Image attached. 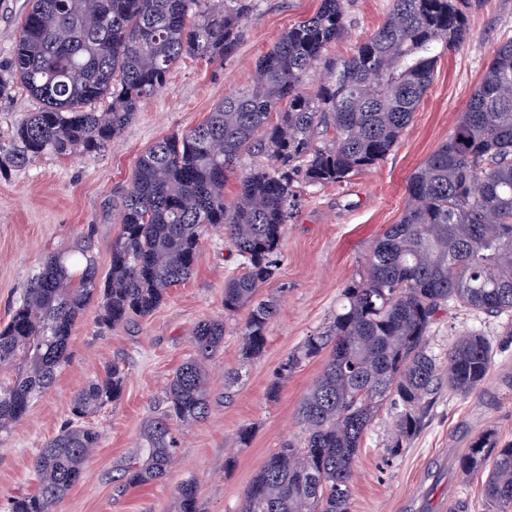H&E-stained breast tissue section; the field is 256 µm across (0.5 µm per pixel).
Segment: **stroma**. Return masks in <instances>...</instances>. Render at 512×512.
<instances>
[{
	"label": "stroma",
	"instance_id": "1",
	"mask_svg": "<svg viewBox=\"0 0 512 512\" xmlns=\"http://www.w3.org/2000/svg\"><path fill=\"white\" fill-rule=\"evenodd\" d=\"M320 0H258L237 50L224 61L192 57L170 71L166 91L141 102L134 119L95 156H43L22 167L0 168V323L34 269L51 252H66L93 231L100 273L111 263L119 204L139 155L156 141L203 123L225 94L247 87L258 59L289 28L314 15ZM347 31L328 57H345L384 22L391 0H344ZM471 36L438 59L433 81L394 149L375 166L336 185L302 188L278 253L274 280L261 298L279 299L280 314L264 351L249 362L239 352L247 314L225 322L224 345L209 364L207 420L184 431L176 459L157 482L117 492L116 467L136 452L145 419L160 407L164 387L193 355V329L224 313V282L242 271L241 259L222 230L209 231L191 277L171 288L161 306L136 325L99 333L97 303H90L70 336L68 358L52 387L16 422L0 444V503L34 491L39 448L70 417L74 393L103 375L107 363L127 373L120 399L91 418L103 441L60 512H172L173 492L194 480L206 512H238L243 495L270 455L286 440L300 441L297 411L326 361L318 355L282 381L270 384L282 361L310 334L327 326L342 291L360 270L388 225L398 223L415 169L453 129L496 52L512 40V0H484L469 14ZM476 331L492 345L486 382L473 394L440 389L417 436L389 458L395 411L383 406L354 461L350 512H486L483 478L462 476L458 460L472 440L493 430L512 442V313L486 314L443 305L429 329L430 349L447 364L462 333ZM240 372L233 386L224 375ZM247 442H240V434Z\"/></svg>",
	"mask_w": 512,
	"mask_h": 512
}]
</instances>
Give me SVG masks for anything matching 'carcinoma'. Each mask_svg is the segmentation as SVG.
<instances>
[{
	"label": "carcinoma",
	"instance_id": "obj_1",
	"mask_svg": "<svg viewBox=\"0 0 512 512\" xmlns=\"http://www.w3.org/2000/svg\"><path fill=\"white\" fill-rule=\"evenodd\" d=\"M480 2L392 0L371 38L328 62L327 48L346 31L345 11L343 0H321L258 61L249 87L224 96L203 124L148 147L119 207L106 276L85 245L51 253L0 326V370L21 365L15 380L0 381V442L53 385L87 304L99 301L102 332L151 315L192 275L210 229H224L243 259L244 272L224 283V315L249 310L241 358L260 355L280 305L257 293L275 274L297 189L341 183L394 148L440 54L470 36L467 13ZM256 8L257 0H28L0 68V99L20 89L41 108L18 126L8 149L0 146V164L106 151L140 103L167 87L181 59L233 54ZM322 62L326 75L305 91ZM104 99L106 111L92 109ZM252 150L267 164L237 174ZM231 176L239 186L228 200ZM447 302L512 312V40L498 47L448 139L411 175L399 223L385 229L364 274L344 287L333 320L280 364L273 395L302 363L329 350L298 411L303 441L287 440L271 455L239 512H349L353 463L384 402L398 409L390 447L396 457L420 431L439 381L458 394L479 389L492 358L482 334L456 339L445 371L430 350L428 330ZM224 329L222 318L195 327V356L176 369L165 406L142 426L136 455L119 468L123 487L161 479L181 445L179 428L206 420L207 363ZM125 381L114 362L76 391L68 423L35 457L37 490L13 495L3 512H59L102 444L86 418L115 403ZM458 467L463 475L485 474L490 512H512V443L483 432ZM173 512H202L194 482L175 489Z\"/></svg>",
	"mask_w": 512,
	"mask_h": 512
}]
</instances>
